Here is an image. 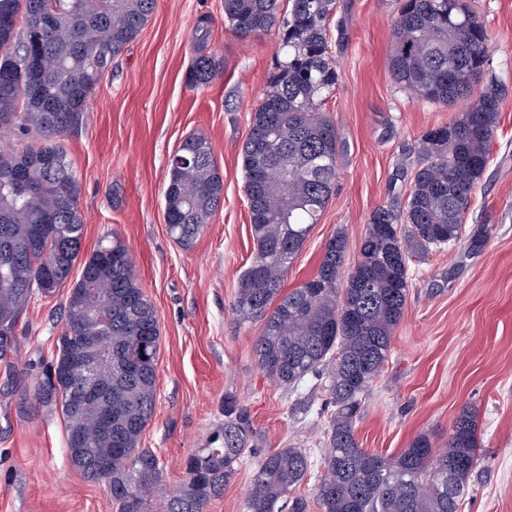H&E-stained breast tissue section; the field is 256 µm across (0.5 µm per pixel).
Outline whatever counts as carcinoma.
<instances>
[{
  "mask_svg": "<svg viewBox=\"0 0 512 512\" xmlns=\"http://www.w3.org/2000/svg\"><path fill=\"white\" fill-rule=\"evenodd\" d=\"M157 0H0V52L15 62L0 80V130L36 145L0 149V361L10 362L15 327L33 291L50 296L70 286L65 328L57 336L54 371L38 385L43 406L60 412L70 465L91 481L109 484L118 512H151L162 482L158 456L139 447L157 402L155 307L137 282L127 246L117 234L81 255L80 183L57 138L75 129L101 77L94 55L114 57L152 17ZM224 0V20L241 34L279 38L280 55L242 147V168L256 252L238 281L234 310L243 322L260 320L254 352L271 381L293 388L306 376H326L333 410L315 488L320 512H459L478 463V413L465 407L448 441L438 448L419 434L399 454L361 448L354 423L364 392L390 351L411 284V264L457 245L463 219L484 177L497 135L505 90L484 80L488 34L464 0H404L394 24V79L414 95L464 109L427 130L401 168L410 177L405 201L375 209L357 261L344 272V232L328 241L317 274L283 292L286 272L317 223L347 152L323 106L338 83L330 23L339 0ZM209 20L197 24L195 57L187 74L205 87L224 71V58L207 51ZM183 162H170L164 190L170 230L193 247L224 202V181L201 135L180 145ZM79 280L69 283L75 266ZM112 337L125 363L102 366L112 386V427L91 431L100 405L73 404V369L80 339ZM224 429L215 447L186 461L183 482L166 495L165 512H204L224 494L253 438L233 403L224 404ZM85 440L77 441L81 432ZM108 464L103 475L92 462ZM309 452L295 446L258 456L244 512H309L292 495L311 470Z\"/></svg>",
  "mask_w": 512,
  "mask_h": 512,
  "instance_id": "cac0c4a2",
  "label": "carcinoma"
}]
</instances>
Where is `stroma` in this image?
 Segmentation results:
<instances>
[{
  "label": "stroma",
  "instance_id": "stroma-1",
  "mask_svg": "<svg viewBox=\"0 0 512 512\" xmlns=\"http://www.w3.org/2000/svg\"><path fill=\"white\" fill-rule=\"evenodd\" d=\"M348 40L334 51L339 83L326 103L348 144L335 190L288 269L285 289L313 277L332 234L348 238L346 266L358 255L371 212L406 195L397 172L428 129L456 107L412 95L390 71L397 0H349ZM490 41L487 77L507 90L485 175L466 215L463 244L413 262L412 286L388 359L362 399L355 434L362 448L395 455L421 433L448 438L466 404L478 410L481 448L461 512H512V0H468ZM209 18L208 48L224 73L194 88L186 75L192 36ZM275 35L244 36L224 20L223 0H157L149 22L115 55L77 131L60 142L80 182L83 254L118 235L160 327L157 405L140 440L174 489L185 462L210 445L232 400L264 452L291 445L320 463L327 393L306 377L274 385L253 343L261 324L239 322L237 285L255 244L241 150L278 54ZM211 143L224 179V205L191 249L170 235L164 190L169 160L182 141ZM485 237L470 249L473 235ZM67 289L33 295L18 321L17 353L0 362V512H117L107 483L74 470L58 412L42 406L38 384L64 326ZM253 466L243 462L205 512H243Z\"/></svg>",
  "mask_w": 512,
  "mask_h": 512
}]
</instances>
